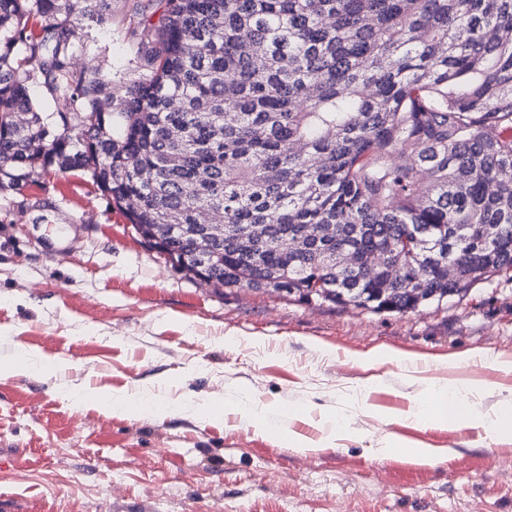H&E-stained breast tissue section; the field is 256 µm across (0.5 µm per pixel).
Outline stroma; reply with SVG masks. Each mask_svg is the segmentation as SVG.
<instances>
[{"label":"stroma","instance_id":"1","mask_svg":"<svg viewBox=\"0 0 512 512\" xmlns=\"http://www.w3.org/2000/svg\"><path fill=\"white\" fill-rule=\"evenodd\" d=\"M159 8L112 0L75 67L125 68L126 17ZM0 367L8 512H512V433L410 416L451 379L485 415L512 407L507 275L404 315L228 293L143 247L89 176L54 172L0 189Z\"/></svg>","mask_w":512,"mask_h":512}]
</instances>
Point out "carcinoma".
Returning a JSON list of instances; mask_svg holds the SVG:
<instances>
[{"label": "carcinoma", "instance_id": "1", "mask_svg": "<svg viewBox=\"0 0 512 512\" xmlns=\"http://www.w3.org/2000/svg\"><path fill=\"white\" fill-rule=\"evenodd\" d=\"M111 25L0 0L1 176H90L230 292L403 315L512 267V0H164L129 19L116 112L112 71L73 66Z\"/></svg>", "mask_w": 512, "mask_h": 512}]
</instances>
